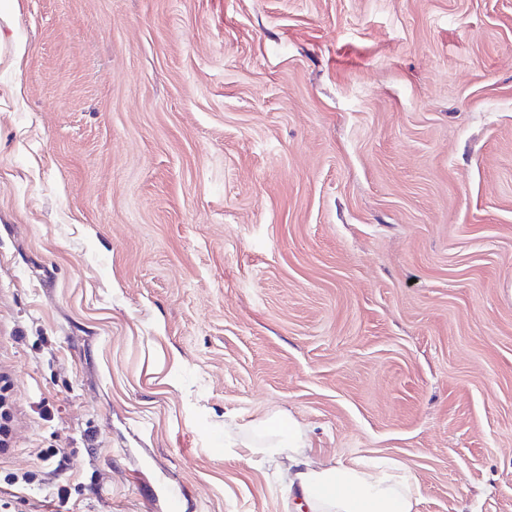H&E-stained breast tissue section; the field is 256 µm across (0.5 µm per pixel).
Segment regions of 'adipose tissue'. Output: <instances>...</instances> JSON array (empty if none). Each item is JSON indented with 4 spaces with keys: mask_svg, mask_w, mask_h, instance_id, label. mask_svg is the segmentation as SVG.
<instances>
[{
    "mask_svg": "<svg viewBox=\"0 0 512 512\" xmlns=\"http://www.w3.org/2000/svg\"><path fill=\"white\" fill-rule=\"evenodd\" d=\"M305 436L296 420L274 412L245 425L234 445L247 459L286 455L288 487L307 512H414L419 485L411 471L386 458L315 469Z\"/></svg>",
    "mask_w": 512,
    "mask_h": 512,
    "instance_id": "ef3b65f1",
    "label": "adipose tissue"
}]
</instances>
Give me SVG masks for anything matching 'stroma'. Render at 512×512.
Returning a JSON list of instances; mask_svg holds the SVG:
<instances>
[{"instance_id":"obj_1","label":"stroma","mask_w":512,"mask_h":512,"mask_svg":"<svg viewBox=\"0 0 512 512\" xmlns=\"http://www.w3.org/2000/svg\"><path fill=\"white\" fill-rule=\"evenodd\" d=\"M0 368L9 512H512V0H0ZM12 379L0 372V456L7 455L14 444V398ZM305 436L291 416L273 412L245 425L227 448H242L244 453L236 455L249 461L288 451V490H297L309 512H415L419 485L411 471L386 458L315 469L305 454Z\"/></svg>"}]
</instances>
